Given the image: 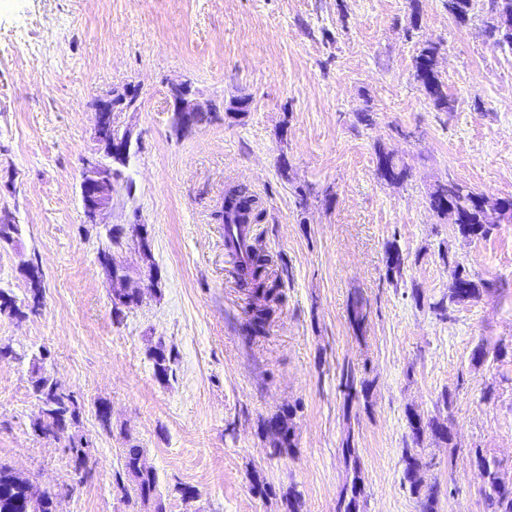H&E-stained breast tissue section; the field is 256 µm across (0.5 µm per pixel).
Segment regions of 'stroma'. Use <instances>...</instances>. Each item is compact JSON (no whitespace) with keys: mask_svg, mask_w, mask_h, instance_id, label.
<instances>
[{"mask_svg":"<svg viewBox=\"0 0 512 512\" xmlns=\"http://www.w3.org/2000/svg\"><path fill=\"white\" fill-rule=\"evenodd\" d=\"M488 18V0L464 23L446 0H0V214L21 229L0 247V289L23 296L30 263L44 278L38 314L0 316V341L22 355L0 360V463L55 494L57 512H154L122 472L132 444L166 512H288L292 491L299 512H336L356 475L361 512H419L402 460L415 412L451 429L452 443L417 449L440 512H483L471 453L512 483V223L462 238L427 191L461 181L512 195V49L486 34ZM431 42L456 100L448 112L413 77ZM181 81L201 103L244 97L248 109L175 133L168 90ZM122 87L137 95L124 115L133 152L111 212L89 224L79 173L94 104ZM380 148L406 164L403 182L378 178ZM238 185L261 204L253 235L281 279L258 336L245 331L252 292L230 274L217 216ZM134 224L147 228L155 276L140 271ZM392 245L404 259L396 284ZM105 247L141 292L120 314ZM449 257L502 288L436 315ZM484 340L506 354L472 365ZM160 346L174 356L163 379ZM42 348L43 371L84 403L85 467L32 429L30 356ZM347 368L370 382L349 411ZM288 412L294 445L276 455L263 422ZM350 433L354 469L341 453Z\"/></svg>","mask_w":512,"mask_h":512,"instance_id":"obj_1","label":"stroma"}]
</instances>
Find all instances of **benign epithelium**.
Masks as SVG:
<instances>
[{
  "mask_svg": "<svg viewBox=\"0 0 512 512\" xmlns=\"http://www.w3.org/2000/svg\"><path fill=\"white\" fill-rule=\"evenodd\" d=\"M130 90L115 88L94 105L93 139L97 145L94 154L83 160L80 171V198L88 224H99L112 211V179L109 163L125 160L132 144V130L121 120L129 108L125 101ZM170 124L174 132L184 134L199 125V117L213 111V105L200 103L190 83H173L169 87Z\"/></svg>",
  "mask_w": 512,
  "mask_h": 512,
  "instance_id": "benign-epithelium-1",
  "label": "benign epithelium"
}]
</instances>
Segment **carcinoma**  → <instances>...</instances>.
<instances>
[{
	"mask_svg": "<svg viewBox=\"0 0 512 512\" xmlns=\"http://www.w3.org/2000/svg\"><path fill=\"white\" fill-rule=\"evenodd\" d=\"M491 22L489 35L502 44L512 48V40L504 41L502 34L506 25H512V0H491ZM438 45L429 43L421 48L413 60L414 78L421 84L435 107L440 110L452 109V100L435 71ZM377 175L390 182L400 183L408 176L407 167L397 161L393 155L380 149L377 151ZM431 209L439 215L453 210L455 224L463 238H487L499 225L498 214L484 206V195L463 182H449V188L443 191L427 192ZM257 198L245 186L239 185L224 196V205L220 218L225 225L253 224L258 219ZM450 269L448 294L433 304V310L445 315L451 306L480 298L485 292L495 288L497 283L476 279L465 266L456 260H447ZM269 258L254 244L248 249V269L244 276L245 284L253 285V292L262 295L266 302L278 301V285L267 273ZM27 286L23 300L19 301L12 294L0 289V316L23 317L25 310H33L43 298L42 275L38 268L32 266L26 275ZM347 399L352 401L367 391L369 382L356 379L353 372L343 376ZM32 387L37 400L41 401L40 416L32 424L34 433L41 437L49 434L55 438L68 440L67 449L79 464L85 461L90 443L87 438L72 432L80 420L83 403L78 397L65 391L50 375L36 367L33 370ZM412 443L420 445L423 438L430 434L445 442L452 441V434L447 425L435 418L425 420L413 413L408 416ZM265 430L273 438L274 452L293 445L294 429L291 416L276 415L265 423ZM145 449L132 445L123 450V466L127 475L136 483L139 496L144 501H153L156 512H165L161 496L158 493V476L153 469L145 466ZM404 479L410 491L420 494L423 480L420 475L421 462L414 449L405 448ZM361 490L352 484L345 497L337 504V512H356L359 508ZM484 512H512V487L501 489L487 486L483 492ZM26 490L18 482L9 468L0 464V512H26Z\"/></svg>",
	"mask_w": 512,
	"mask_h": 512,
	"instance_id": "obj_1",
	"label": "carcinoma"
}]
</instances>
